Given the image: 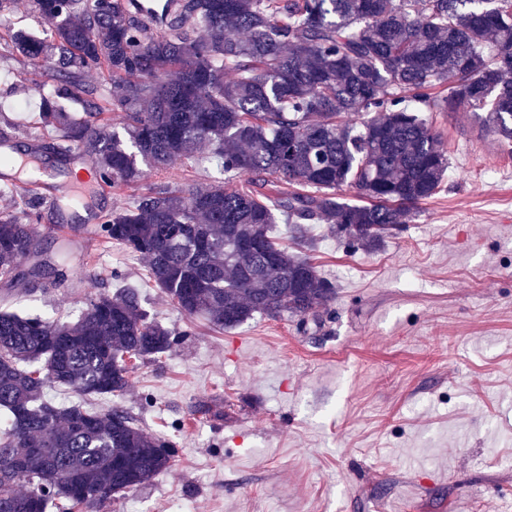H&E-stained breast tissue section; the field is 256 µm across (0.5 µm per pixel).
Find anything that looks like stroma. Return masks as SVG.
<instances>
[{
  "instance_id": "stroma-1",
  "label": "stroma",
  "mask_w": 512,
  "mask_h": 512,
  "mask_svg": "<svg viewBox=\"0 0 512 512\" xmlns=\"http://www.w3.org/2000/svg\"><path fill=\"white\" fill-rule=\"evenodd\" d=\"M47 26L29 4L0 16V128L43 133L30 87L42 70L17 31ZM448 151L440 192L370 252L313 224V260L336 286L320 328L254 317L218 330L189 318L147 262L41 206L76 246L55 288H0V310L75 319L98 287L134 288L185 340L138 364L122 405L174 441L171 469L101 512H507L512 506V151L469 112L432 111ZM120 270L122 280L112 278ZM228 408L217 421L199 404Z\"/></svg>"
}]
</instances>
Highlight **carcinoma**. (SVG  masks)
Returning <instances> with one entry per match:
<instances>
[{
    "label": "carcinoma",
    "instance_id": "cac0c4a2",
    "mask_svg": "<svg viewBox=\"0 0 512 512\" xmlns=\"http://www.w3.org/2000/svg\"><path fill=\"white\" fill-rule=\"evenodd\" d=\"M167 2V32L156 38L117 0H33L52 36L18 31L13 47L52 62L32 88L51 131L44 149L88 157L112 189L201 152L224 178L247 176L235 190L160 180L101 217L108 242L146 258L155 287L215 328L256 315L321 325L336 287L309 255L307 225L328 224L368 251L404 228L448 171L422 107L465 108L512 145V0ZM93 70L117 99L85 84ZM78 93L80 118L60 105ZM113 104L126 114L122 135L104 123ZM348 112L367 118L353 125L341 120ZM343 186L364 201H345ZM11 191L29 203L0 211V283L62 282L71 242L46 255L33 230L37 198L19 184ZM279 222L291 250L270 235ZM183 336L131 288L99 293L73 322L1 311L0 410L10 421L0 430V512L100 508L167 472L175 443L127 408L58 405L44 390L119 397L131 361L156 359Z\"/></svg>",
    "mask_w": 512,
    "mask_h": 512
}]
</instances>
